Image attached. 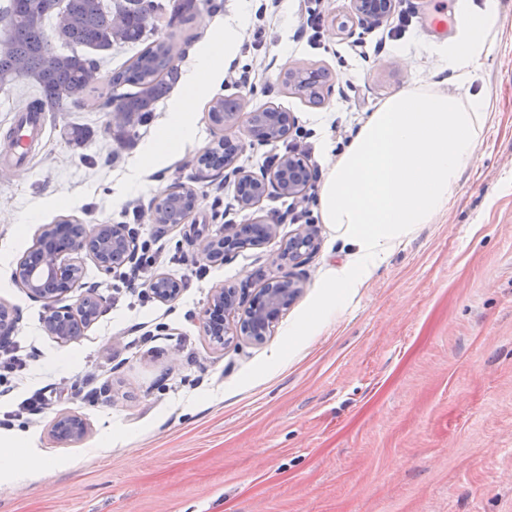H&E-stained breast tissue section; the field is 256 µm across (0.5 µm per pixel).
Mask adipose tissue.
<instances>
[{
  "mask_svg": "<svg viewBox=\"0 0 512 512\" xmlns=\"http://www.w3.org/2000/svg\"><path fill=\"white\" fill-rule=\"evenodd\" d=\"M464 14L462 36L441 52L442 67L459 94L408 88L388 98L326 174L320 189L321 219L342 232L353 249L352 259L335 271L332 285L337 292L330 302L290 325L288 335H313L343 305L345 289L362 286L398 240L447 211L460 174L475 164L489 98L472 92L471 86L490 54L499 17L489 2L468 6ZM243 25L240 19L217 25L197 50L182 73L183 91L170 101L159 137L139 149L140 167L156 165L193 139L192 114L202 94L223 74Z\"/></svg>",
  "mask_w": 512,
  "mask_h": 512,
  "instance_id": "adipose-tissue-1",
  "label": "adipose tissue"
}]
</instances>
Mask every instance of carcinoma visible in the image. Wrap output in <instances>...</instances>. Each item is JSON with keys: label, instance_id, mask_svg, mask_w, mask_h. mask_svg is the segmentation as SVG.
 <instances>
[{"label": "carcinoma", "instance_id": "1", "mask_svg": "<svg viewBox=\"0 0 512 512\" xmlns=\"http://www.w3.org/2000/svg\"><path fill=\"white\" fill-rule=\"evenodd\" d=\"M0 5L4 38L0 41V90L31 80L40 95L31 112H61L73 93L99 88L103 75L96 58L82 50L146 40L153 22L167 13L162 0H5ZM119 22H113V18ZM59 44L65 51L54 50ZM53 58H48L49 52ZM173 45L154 41L126 67L108 77L111 102L123 112L115 131L126 135L146 124L156 104L178 82Z\"/></svg>", "mask_w": 512, "mask_h": 512}]
</instances>
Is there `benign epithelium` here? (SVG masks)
Listing matches in <instances>:
<instances>
[{
    "label": "benign epithelium",
    "mask_w": 512,
    "mask_h": 512,
    "mask_svg": "<svg viewBox=\"0 0 512 512\" xmlns=\"http://www.w3.org/2000/svg\"><path fill=\"white\" fill-rule=\"evenodd\" d=\"M400 0H351L349 20L351 30H360V35L370 34L380 28L394 13ZM304 80L303 72L288 70L279 74L282 86L292 94L304 96L299 84ZM265 116L264 126L257 125L255 118ZM210 120L225 135L219 141H229L234 151L229 153L224 166L216 173L234 177L237 201L244 208H256L272 194L287 195L304 201L308 190L316 179V170L303 157L290 151L277 158L269 168L259 174L242 171L235 167L236 159L244 149V141L234 134L240 124H245L246 136L252 141L270 143L281 139L283 132L296 122L293 113L276 105L242 116L241 111L224 114L209 113ZM169 194H180L188 198L181 222H186L197 209V192L183 184L173 186ZM75 222L64 220L58 224H46L33 246L17 261L13 270V281L26 294L44 304L46 315L43 328L47 335L62 344L78 340L86 329L93 325L102 312L104 298L95 288L82 282L83 259L90 257L104 272L114 268L112 260L124 265L135 256L134 239L125 224H96L89 229L74 231ZM281 223L272 218L259 217L243 231L242 224L224 225V236L219 238L199 237L197 252L209 262H222L232 254L245 248H261L280 235ZM319 229L315 224H304L283 241L278 252L269 256L272 265L281 268L285 264L296 266L318 249ZM77 288L85 289L87 304L80 300L70 305L67 296ZM302 282L293 274L263 280L256 288L241 286H219L211 289L208 304L200 317L204 335L221 345L230 339L244 337L256 344L266 342L267 335L282 313L298 298ZM183 285L164 272L154 273L149 292L161 303L178 299ZM18 313L0 304V343L6 341L18 323ZM67 424L68 431L54 438L66 444L80 442L87 432L86 423L75 414L60 413L54 423Z\"/></svg>",
    "instance_id": "1"
}]
</instances>
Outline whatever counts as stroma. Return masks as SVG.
Masks as SVG:
<instances>
[{"label":"stroma","mask_w":512,"mask_h":512,"mask_svg":"<svg viewBox=\"0 0 512 512\" xmlns=\"http://www.w3.org/2000/svg\"><path fill=\"white\" fill-rule=\"evenodd\" d=\"M462 3L402 0L399 39L383 26L359 40L337 29L349 0H321L322 22L307 40L297 35L304 0H278L263 14L260 0H196L155 34L173 42L178 68L215 21L242 12L246 22L224 78L193 114L194 140L157 170H138L137 155L167 102L119 140L103 88L49 113L25 164L7 162L0 148V302L18 309L8 343L29 360L9 375L0 414L43 386L52 398L42 416L0 424V454L22 447L52 463L21 484L0 477V512H512V0H496L498 33L478 81L489 116L448 211L397 243L316 335L292 340L286 331L329 296L323 281L350 258L327 224L318 252L297 269L301 295L264 344L219 348L198 323L211 288L279 270L267 246L206 262L196 235L260 216L282 219L285 234L299 226L279 196L245 209L223 177L197 179L193 158L220 135L208 117L213 99L237 98L248 112L273 103L298 119L287 137L245 146L238 167L260 172L302 141L326 175L336 160L326 144H346L386 99L445 88L440 47L460 36ZM437 10L442 31L424 23ZM286 67L329 69L331 96L314 107L285 93ZM75 127L88 132L78 147L68 139ZM176 183L198 193L191 222L148 223L149 203ZM63 219L134 228L157 246V270L184 291L169 304L144 300L85 261L84 281L106 303L79 340L58 343L44 331L42 303L12 271L43 225ZM199 266L205 276H192ZM147 332L148 347L139 341ZM60 412L88 422L81 443L53 440Z\"/></svg>","instance_id":"stroma-1"}]
</instances>
